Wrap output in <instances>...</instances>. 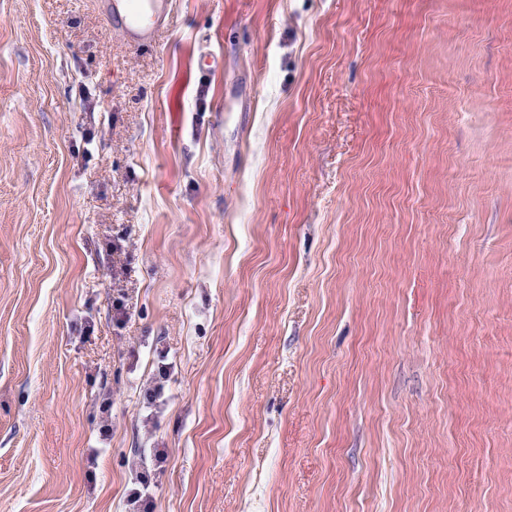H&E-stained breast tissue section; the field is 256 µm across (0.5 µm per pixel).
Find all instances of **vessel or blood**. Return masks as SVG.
I'll list each match as a JSON object with an SVG mask.
<instances>
[{
	"instance_id": "obj_1",
	"label": "vessel or blood",
	"mask_w": 512,
	"mask_h": 512,
	"mask_svg": "<svg viewBox=\"0 0 512 512\" xmlns=\"http://www.w3.org/2000/svg\"><path fill=\"white\" fill-rule=\"evenodd\" d=\"M97 7L125 43L139 48L155 42L172 0H98Z\"/></svg>"
}]
</instances>
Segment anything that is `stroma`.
Masks as SVG:
<instances>
[{"label":"stroma","instance_id":"35a3bbf8","mask_svg":"<svg viewBox=\"0 0 512 512\" xmlns=\"http://www.w3.org/2000/svg\"><path fill=\"white\" fill-rule=\"evenodd\" d=\"M144 471L512 512V0H173L138 49L0 0V512Z\"/></svg>","mask_w":512,"mask_h":512}]
</instances>
